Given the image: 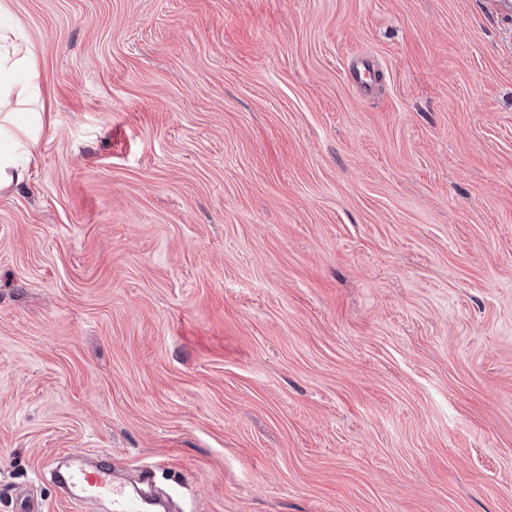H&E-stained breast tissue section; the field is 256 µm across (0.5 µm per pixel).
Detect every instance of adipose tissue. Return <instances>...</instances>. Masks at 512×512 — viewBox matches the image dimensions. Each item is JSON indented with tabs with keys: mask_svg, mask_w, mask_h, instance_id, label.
Masks as SVG:
<instances>
[{
	"mask_svg": "<svg viewBox=\"0 0 512 512\" xmlns=\"http://www.w3.org/2000/svg\"><path fill=\"white\" fill-rule=\"evenodd\" d=\"M42 83L30 49L0 30V191L21 185L44 127Z\"/></svg>",
	"mask_w": 512,
	"mask_h": 512,
	"instance_id": "obj_1",
	"label": "adipose tissue"
}]
</instances>
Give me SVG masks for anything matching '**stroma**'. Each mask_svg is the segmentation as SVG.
I'll list each match as a JSON object with an SVG mask.
<instances>
[{
  "instance_id": "stroma-1",
  "label": "stroma",
  "mask_w": 512,
  "mask_h": 512,
  "mask_svg": "<svg viewBox=\"0 0 512 512\" xmlns=\"http://www.w3.org/2000/svg\"><path fill=\"white\" fill-rule=\"evenodd\" d=\"M0 1L49 115L0 512H109L50 479L104 452L181 512H512V5Z\"/></svg>"
}]
</instances>
